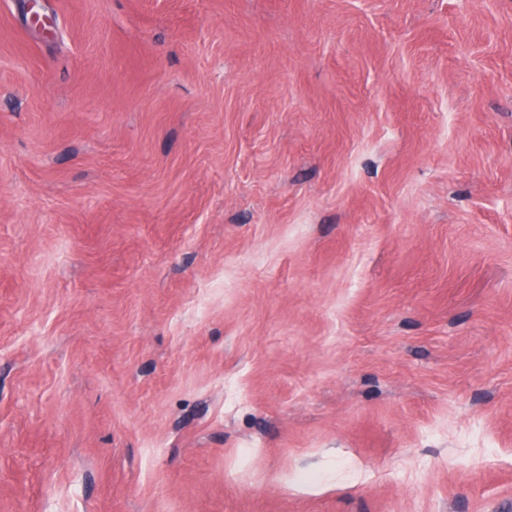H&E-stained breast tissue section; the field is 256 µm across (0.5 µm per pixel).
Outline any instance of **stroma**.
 Returning <instances> with one entry per match:
<instances>
[{
	"label": "stroma",
	"mask_w": 512,
	"mask_h": 512,
	"mask_svg": "<svg viewBox=\"0 0 512 512\" xmlns=\"http://www.w3.org/2000/svg\"><path fill=\"white\" fill-rule=\"evenodd\" d=\"M0 512H512V0H0Z\"/></svg>",
	"instance_id": "1"
}]
</instances>
